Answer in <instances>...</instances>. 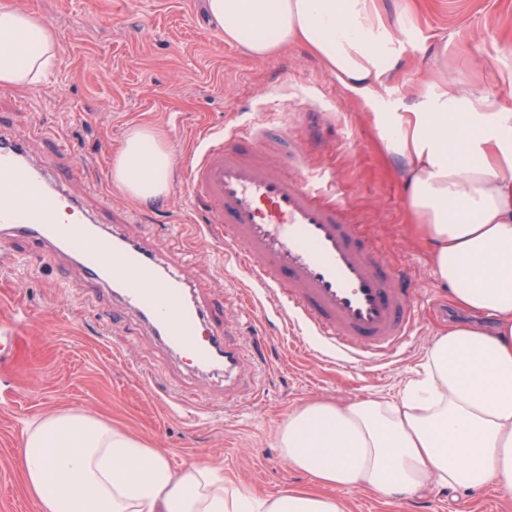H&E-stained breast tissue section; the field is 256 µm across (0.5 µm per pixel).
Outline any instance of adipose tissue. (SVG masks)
<instances>
[{
  "instance_id": "ef3b65f1",
  "label": "adipose tissue",
  "mask_w": 512,
  "mask_h": 512,
  "mask_svg": "<svg viewBox=\"0 0 512 512\" xmlns=\"http://www.w3.org/2000/svg\"><path fill=\"white\" fill-rule=\"evenodd\" d=\"M205 6L226 43L255 58L301 46L360 103L381 98L395 70L381 0ZM58 51L42 17L0 7V88L38 87ZM370 119L386 152L406 163V222L449 304L492 327L440 329L398 397L314 399L290 412L279 446L309 482L272 497L208 463L173 471L159 449L86 412L33 420L21 465L39 512H347L345 491L407 504L435 487L512 496V110L442 76L404 111ZM112 180L139 201L168 195L165 132L133 126L112 157Z\"/></svg>"
}]
</instances>
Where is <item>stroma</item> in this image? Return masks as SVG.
<instances>
[{
  "mask_svg": "<svg viewBox=\"0 0 512 512\" xmlns=\"http://www.w3.org/2000/svg\"><path fill=\"white\" fill-rule=\"evenodd\" d=\"M397 45L399 77L380 100H353L320 62L293 46L264 59L225 42L204 0H23L53 25L59 53L52 74L31 91L0 89V134L26 141L30 155L52 160L40 126L68 139L72 188L97 181L126 214L127 235L172 254L178 234L192 233L190 201L180 167L206 129L247 134L258 120L278 124L252 145L286 173L309 169L335 176L336 202L368 244L415 275L422 316L412 342L378 364L342 363L297 328L278 320L271 300L246 303L248 278L212 240L186 252L183 276L205 299L224 303V322L241 343L270 334L251 366L255 382L236 395L209 374L192 373L164 353L151 332L118 315L110 290L88 285L80 265L63 255H33L29 267L0 276V324L8 302L28 308L31 345L17 363L0 362V390L18 383L14 403L0 407V512H38L19 466L27 423L48 414L86 411L161 449L172 468L192 461L257 495L307 485L278 442L288 414L313 399L393 398L418 369L433 336L457 311L431 273L426 250L412 241L403 215L404 175L384 150L369 112L402 111L406 85L444 71L477 94L492 93L512 108V0H382ZM325 130L321 148L307 150L309 109ZM167 134L175 171L164 206L149 207L113 185L112 155L133 124ZM183 393L190 411L175 414L161 392ZM349 512H512V497L488 490H432L412 505H386L358 491L342 494Z\"/></svg>",
  "mask_w": 512,
  "mask_h": 512,
  "instance_id": "stroma-1",
  "label": "stroma"
}]
</instances>
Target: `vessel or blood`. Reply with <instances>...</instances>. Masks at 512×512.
Here are the masks:
<instances>
[{"label":"vessel or blood","mask_w":512,"mask_h":512,"mask_svg":"<svg viewBox=\"0 0 512 512\" xmlns=\"http://www.w3.org/2000/svg\"><path fill=\"white\" fill-rule=\"evenodd\" d=\"M245 149L237 136L207 131L187 155L183 185L197 234L224 246L277 310L325 348L368 361L397 352L418 321L412 274L390 266L356 233L321 189V176L288 177ZM0 239L66 253L90 282L116 288L122 311L188 366L222 373L225 392L243 386L242 345L177 273V258L106 226L60 173L30 158L26 141L2 135ZM28 325L27 308L14 304L9 328L0 331L1 359L14 354Z\"/></svg>","instance_id":"vessel-or-blood-1"}]
</instances>
